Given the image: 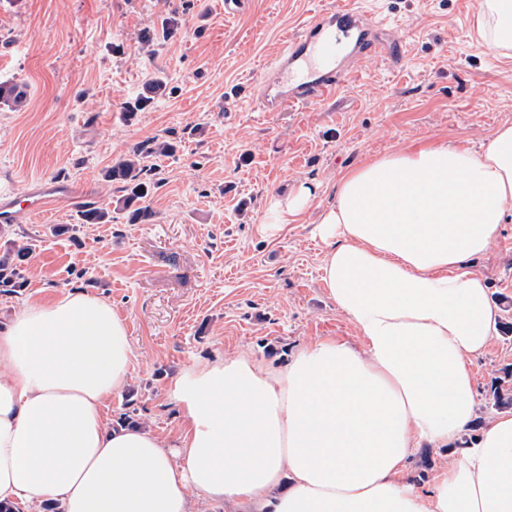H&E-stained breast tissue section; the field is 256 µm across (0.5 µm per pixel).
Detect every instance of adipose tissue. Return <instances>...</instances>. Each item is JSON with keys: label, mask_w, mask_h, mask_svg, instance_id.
<instances>
[{"label": "adipose tissue", "mask_w": 512, "mask_h": 512, "mask_svg": "<svg viewBox=\"0 0 512 512\" xmlns=\"http://www.w3.org/2000/svg\"><path fill=\"white\" fill-rule=\"evenodd\" d=\"M481 46L512 53V0H480ZM300 183L265 223L316 196ZM512 215V122L482 151L441 142L346 172L316 222L322 279L358 343L331 337L276 368L239 352L169 386L177 445L104 414L130 382L124 318L84 289L0 317V502L57 512H512V413L489 417L429 489L413 450L458 442L476 416L473 355L500 318L466 260Z\"/></svg>", "instance_id": "ef3b65f1"}]
</instances>
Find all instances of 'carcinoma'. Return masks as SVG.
Returning a JSON list of instances; mask_svg holds the SVG:
<instances>
[{
	"instance_id": "cac0c4a2",
	"label": "carcinoma",
	"mask_w": 512,
	"mask_h": 512,
	"mask_svg": "<svg viewBox=\"0 0 512 512\" xmlns=\"http://www.w3.org/2000/svg\"><path fill=\"white\" fill-rule=\"evenodd\" d=\"M166 82L162 79L154 80L148 89V94L136 100L129 111L134 112L146 107L151 100L165 95ZM24 92L18 85H0V104L8 107L22 103ZM169 156L174 152V145L168 141L154 144L147 151L137 150L133 156L108 168L105 178L109 181L123 184L125 195L118 200L121 209L128 212V219L132 223L142 221L150 216L146 201L151 193V183L143 178L145 172L141 159L144 153ZM111 211L105 207L91 206L82 212L81 221L84 224H107L111 222ZM22 286V275L18 265L9 255L0 257V287L19 288ZM488 409L496 411H512V367L501 370V375L494 378L490 388Z\"/></svg>"
}]
</instances>
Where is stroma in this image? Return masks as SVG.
<instances>
[{
    "label": "stroma",
    "instance_id": "35a3bbf8",
    "mask_svg": "<svg viewBox=\"0 0 512 512\" xmlns=\"http://www.w3.org/2000/svg\"><path fill=\"white\" fill-rule=\"evenodd\" d=\"M331 2L248 0L228 18L224 0H0V85L27 90L22 106L0 105V189L56 179L77 194L0 228V253L36 245L0 312L77 287L110 301L133 348L111 420L129 413L173 445L183 425L166 389L194 363L245 351L281 367L316 339L356 342L321 280L314 226L342 173L440 141L477 149L512 122V54L478 46V0H355L385 19L384 52L324 102L258 111L265 64ZM159 76L166 95L129 111ZM162 138L175 151L145 160L152 215L129 223L104 173ZM302 182L318 187L314 207L265 228L270 199ZM91 206L111 223H81ZM468 268L512 323V223ZM472 364L481 407L512 364V334L495 333Z\"/></svg>",
    "mask_w": 512,
    "mask_h": 512
}]
</instances>
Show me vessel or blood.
Instances as JSON below:
<instances>
[{
  "label": "vessel or blood",
  "mask_w": 512,
  "mask_h": 512,
  "mask_svg": "<svg viewBox=\"0 0 512 512\" xmlns=\"http://www.w3.org/2000/svg\"><path fill=\"white\" fill-rule=\"evenodd\" d=\"M381 23L348 4L318 12L298 35L286 38L283 49L266 67L267 88L258 97L261 111L280 112L326 100L351 73V61L379 48ZM61 181L0 195V223H13L17 209L40 213L72 198Z\"/></svg>",
  "instance_id": "obj_1"
}]
</instances>
